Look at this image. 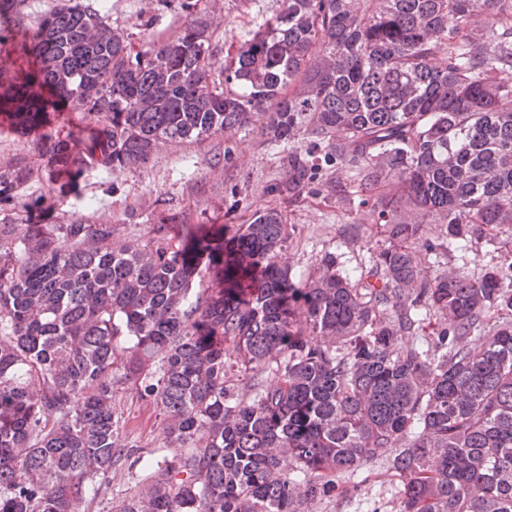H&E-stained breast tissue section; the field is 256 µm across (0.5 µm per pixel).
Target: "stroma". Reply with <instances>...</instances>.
<instances>
[{
    "mask_svg": "<svg viewBox=\"0 0 512 512\" xmlns=\"http://www.w3.org/2000/svg\"><path fill=\"white\" fill-rule=\"evenodd\" d=\"M182 0H109V22L130 33L134 40L150 44L176 37L187 22L205 23L219 49L250 38L260 24L280 12L282 0H200L195 12H187ZM282 148L264 142L258 131L238 128L187 150L162 144L144 167L126 170L118 178L104 172L89 174L83 194L96 209L112 213L116 241L142 243L149 225L167 215L189 224H242L254 211L279 205L268 186L280 179ZM136 205L135 216H127L128 205ZM280 206V205H279ZM283 208V207H282ZM357 203L342 204L335 198L303 195L283 208L293 234L287 243L291 270L307 276L325 255L333 254L338 267L359 273L382 237L375 227L356 223ZM422 258L440 270L457 269L479 275L484 264L505 258L507 248L444 242L441 227H423ZM447 251H440V244ZM365 482L354 484L342 477L351 492L311 504V512H390L397 479L386 460L368 463Z\"/></svg>",
    "mask_w": 512,
    "mask_h": 512,
    "instance_id": "35a3bbf8",
    "label": "stroma"
}]
</instances>
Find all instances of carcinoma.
<instances>
[{
  "label": "carcinoma",
  "mask_w": 512,
  "mask_h": 512,
  "mask_svg": "<svg viewBox=\"0 0 512 512\" xmlns=\"http://www.w3.org/2000/svg\"><path fill=\"white\" fill-rule=\"evenodd\" d=\"M0 0V120L41 132L44 193L81 197L164 143L259 124L288 149L268 192L396 194L358 219L383 244L354 277L291 276L282 213L149 227L19 224L34 176L0 155V512H86L119 464L147 476L110 512H304L385 459L392 512H512V261L430 271L423 225L512 239V0H283L224 60L207 26L144 49L98 0L24 22ZM62 108L89 133L53 125ZM253 372L250 397L235 373ZM161 419L144 430L114 388ZM167 450L153 463L157 447Z\"/></svg>",
  "instance_id": "cac0c4a2"
}]
</instances>
